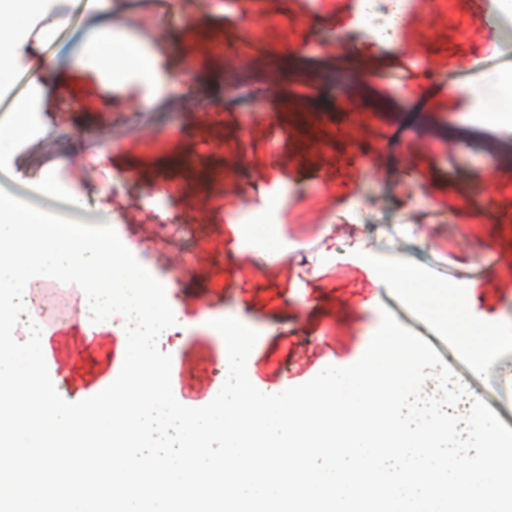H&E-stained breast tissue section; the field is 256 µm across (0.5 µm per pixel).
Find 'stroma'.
Instances as JSON below:
<instances>
[{"mask_svg":"<svg viewBox=\"0 0 512 512\" xmlns=\"http://www.w3.org/2000/svg\"><path fill=\"white\" fill-rule=\"evenodd\" d=\"M118 7L137 18L155 71L189 66L190 80L163 90L132 69L108 88L98 59L71 68L69 51L43 53L42 35L21 40L13 56L26 71L55 67L30 94L37 125L7 150L0 188L69 217L67 197L43 190L49 174L82 188L84 223L115 215L119 238L169 286L180 321L160 349L190 385L223 383L225 343L212 319L258 332L247 374L275 394L356 362L386 309L459 377L479 370L473 391L512 428V352L461 351L403 289L377 286L351 257L357 242L383 234V262H414L439 290L469 287L464 328L512 321V226L472 218L487 201L512 210V107L489 129L476 125L466 94L448 98L418 74L403 87L388 82L408 62L359 36L351 0H195L187 11L168 0L162 15L151 0H98L88 22L67 19L66 30L80 40L112 31ZM253 16L257 41L245 25ZM404 40L437 79L496 48L474 0H414ZM187 155L219 167L222 180L203 192L167 188L160 157ZM245 221L287 242L279 263L258 268L256 243L236 244ZM64 327L74 371L56 388L68 399L95 364L111 361L116 373L121 364L113 333H89L74 316Z\"/></svg>","mask_w":512,"mask_h":512,"instance_id":"obj_1","label":"stroma"}]
</instances>
